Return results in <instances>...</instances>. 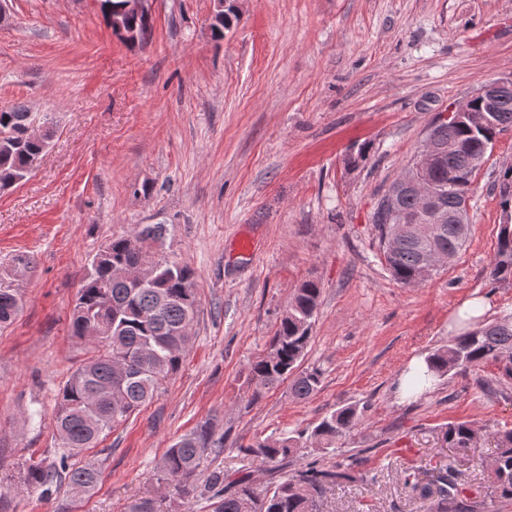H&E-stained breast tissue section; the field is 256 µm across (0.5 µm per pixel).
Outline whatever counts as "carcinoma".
Here are the masks:
<instances>
[{"instance_id": "cac0c4a2", "label": "carcinoma", "mask_w": 512, "mask_h": 512, "mask_svg": "<svg viewBox=\"0 0 512 512\" xmlns=\"http://www.w3.org/2000/svg\"><path fill=\"white\" fill-rule=\"evenodd\" d=\"M136 39L149 40L153 19L147 12L128 19ZM36 118L23 105L0 109V190L23 180L47 152L53 137L50 128L32 131ZM512 127V91L487 113L482 127L460 123L452 128L437 125L438 142L445 156L426 171L437 195V205L453 211L470 191L472 161L493 146L498 134ZM456 150L448 152V139ZM500 208L512 210V168L500 179ZM419 195L403 190L391 219L373 212L380 251L394 279L417 286L428 279L424 273L427 254L457 255L469 236L467 224H442L431 240H422L414 225L429 219ZM165 232L161 224H147L126 236L114 238L92 258L72 309L73 335L91 345V355L69 376L58 392L52 427L59 452L52 460L29 461L18 470L24 485L47 493L63 482L85 494L93 492L100 472L92 464L78 466L72 458L98 442L135 412L148 405L181 368L185 360L197 311L195 272L185 264L157 260L153 247ZM13 272L25 275L35 267L33 256L22 253L12 259ZM492 277L512 282V223L499 224ZM321 288L314 280L302 282L288 301L264 352L250 364L259 398L285 380L291 394L306 400L319 390L323 370L301 368L320 304ZM21 308L11 284L0 282V325L10 323ZM488 363L499 365L494 382L512 381V312L472 330L448 337V344L428 356V373L442 379L465 375ZM489 379L479 380L483 388ZM367 406L346 404L323 416L309 431L294 435L255 439L234 445L246 457L268 464L277 476L259 484L250 472L233 477L212 471L204 486L195 484L202 461L212 448L224 447V436H215L208 424L180 436L165 452L157 480L180 499L194 492L210 501L212 512H319L327 490L340 482L363 477L355 458L326 466L317 460L288 472V458L297 448L318 445L331 448L364 419ZM497 452L487 466L491 493L503 502L512 501V428L493 431ZM444 439L450 448H476L477 431L472 423H448ZM405 487L430 501L431 512H482V503L460 495L456 474L440 471L430 482L408 478ZM126 512H157L155 499L145 494L131 500Z\"/></svg>"}]
</instances>
